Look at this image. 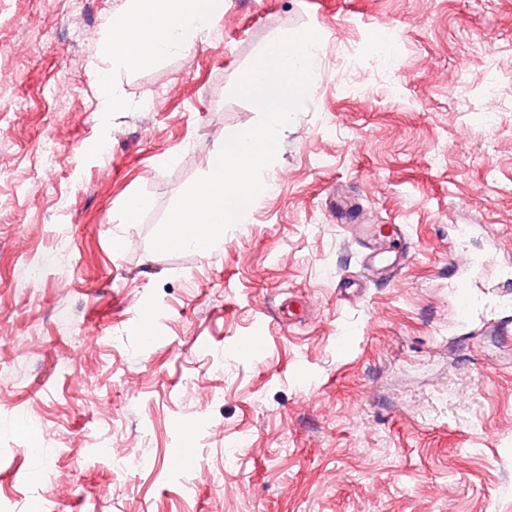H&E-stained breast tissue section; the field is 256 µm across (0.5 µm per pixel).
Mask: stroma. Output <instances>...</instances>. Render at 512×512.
Returning <instances> with one entry per match:
<instances>
[{
    "label": "stroma",
    "instance_id": "35a3bbf8",
    "mask_svg": "<svg viewBox=\"0 0 512 512\" xmlns=\"http://www.w3.org/2000/svg\"><path fill=\"white\" fill-rule=\"evenodd\" d=\"M126 6L0 0V512H512V334L453 299L512 293V0H225L189 56L110 71L105 112ZM308 26V102L250 223L152 251L258 121L230 95L256 49ZM361 220L403 225L392 279L363 280ZM107 434L154 467L114 473ZM477 288H481L476 281H463L456 287V300L459 304L461 318L465 321L478 309Z\"/></svg>",
    "mask_w": 512,
    "mask_h": 512
}]
</instances>
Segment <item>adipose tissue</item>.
I'll use <instances>...</instances> for the list:
<instances>
[{
  "mask_svg": "<svg viewBox=\"0 0 512 512\" xmlns=\"http://www.w3.org/2000/svg\"><path fill=\"white\" fill-rule=\"evenodd\" d=\"M112 18V66H146L188 52L224 15V0H128Z\"/></svg>",
  "mask_w": 512,
  "mask_h": 512,
  "instance_id": "adipose-tissue-1",
  "label": "adipose tissue"
}]
</instances>
